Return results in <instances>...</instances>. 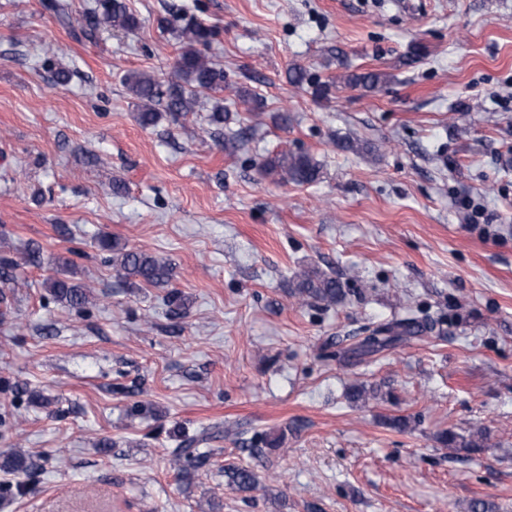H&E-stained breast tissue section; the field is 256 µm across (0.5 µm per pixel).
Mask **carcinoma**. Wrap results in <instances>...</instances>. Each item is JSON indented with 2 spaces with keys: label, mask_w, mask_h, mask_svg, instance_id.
I'll list each match as a JSON object with an SVG mask.
<instances>
[{
  "label": "carcinoma",
  "mask_w": 512,
  "mask_h": 512,
  "mask_svg": "<svg viewBox=\"0 0 512 512\" xmlns=\"http://www.w3.org/2000/svg\"><path fill=\"white\" fill-rule=\"evenodd\" d=\"M50 8L67 20L75 36H88L87 27L106 24L113 28L131 29L137 26V18L129 11L125 0H97L82 25L78 18L67 12L66 5L53 2ZM211 31L201 25H189L182 29L181 52L176 62L180 82L163 85L154 75L133 71L124 76L123 82L129 91L142 101L138 112V121L143 126H153L162 117L157 106L165 104V111L177 120L194 111L197 95L202 91H222L226 86L224 70L216 67L202 55L197 45L204 43ZM379 73L349 74L344 83L351 87L374 90L382 83ZM261 170L267 176L278 181L297 185L311 184L319 180L321 167L311 155L304 152H288L266 158ZM102 247L112 251V263L128 275L139 278L151 286H165L174 276V266L163 258L154 257L143 251L131 250L117 241H102ZM46 287L53 298L73 308H81L89 301L87 289L72 284L59 277L46 280ZM293 293L302 302L310 300L335 305L345 296L342 285L330 274L316 268L298 271L293 279ZM170 313L174 317L186 314L187 302L180 292L173 290L166 296ZM444 319L430 314L409 316L379 324L367 329V335L357 337L351 350L362 357L378 355L396 345L406 337L424 333H438L442 330ZM284 437L272 438L265 432H256L250 438L241 441L242 449L254 453L264 448H278ZM439 441L445 448H477L480 443L453 431L441 434ZM194 440L186 441V447L176 449L170 455V464L181 476H187L204 468L210 459V451L192 447ZM36 468L33 458L13 452L0 459V470L15 475L32 473ZM224 477L228 484L242 492L252 491L258 484L256 474L244 467L228 466L224 468Z\"/></svg>",
  "instance_id": "carcinoma-1"
}]
</instances>
